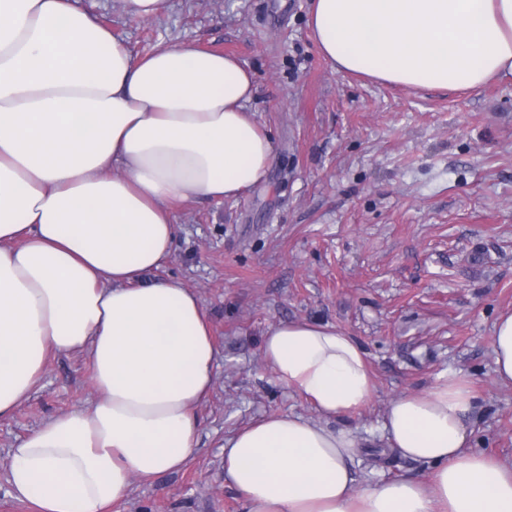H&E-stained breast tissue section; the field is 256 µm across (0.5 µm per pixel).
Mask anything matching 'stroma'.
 Listing matches in <instances>:
<instances>
[{
  "mask_svg": "<svg viewBox=\"0 0 512 512\" xmlns=\"http://www.w3.org/2000/svg\"><path fill=\"white\" fill-rule=\"evenodd\" d=\"M71 2L139 55L189 43L237 57L255 75L248 109L273 147L259 185L177 208L160 273L199 295L215 382L187 467L135 481L123 512H245L224 476L225 437L267 414L317 417L261 355L284 320L331 324L367 353L371 400L330 422L362 447L360 484L427 480L421 463L377 467L365 450L380 443L388 403L443 372L473 384L474 448L512 460V384L496 379L490 344L498 316L512 312V84L415 89L337 73L311 36V0H166L150 21L117 0ZM91 399L86 358L49 356L36 391L0 418V512H33L6 482L10 448Z\"/></svg>",
  "mask_w": 512,
  "mask_h": 512,
  "instance_id": "35a3bbf8",
  "label": "stroma"
}]
</instances>
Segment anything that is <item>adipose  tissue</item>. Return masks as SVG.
Listing matches in <instances>:
<instances>
[{"mask_svg":"<svg viewBox=\"0 0 512 512\" xmlns=\"http://www.w3.org/2000/svg\"><path fill=\"white\" fill-rule=\"evenodd\" d=\"M308 26L336 72L410 88L512 81V0H313ZM255 76L190 44L140 56L70 0H0V417L51 354L86 355L96 399L11 449L13 497L38 512H121L134 479L185 468L217 349L198 295L158 277L187 200L237 198L272 160L247 109ZM261 351L324 418L375 380L329 324L282 321ZM470 381L439 376L393 400L391 451L430 480L358 487L345 430L271 414L225 438L246 512H512V463L472 450Z\"/></svg>","mask_w":512,"mask_h":512,"instance_id":"ef3b65f1","label":"adipose tissue"}]
</instances>
